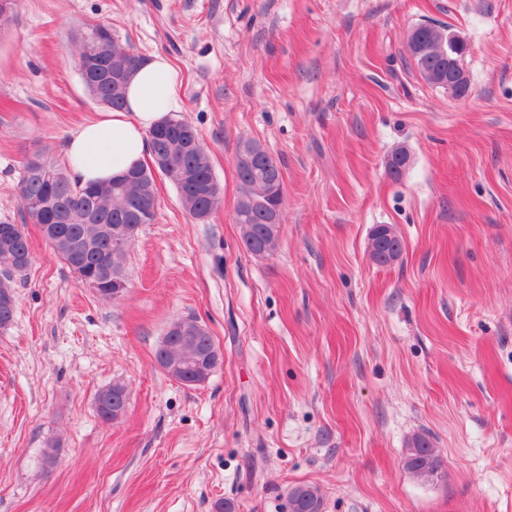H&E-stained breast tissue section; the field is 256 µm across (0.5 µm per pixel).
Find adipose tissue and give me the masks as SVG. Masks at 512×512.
<instances>
[{"label":"adipose tissue","mask_w":512,"mask_h":512,"mask_svg":"<svg viewBox=\"0 0 512 512\" xmlns=\"http://www.w3.org/2000/svg\"><path fill=\"white\" fill-rule=\"evenodd\" d=\"M181 88L179 71L166 56L146 61L128 84L126 106L96 113L68 141L65 161L72 178L82 185L116 178L148 156V133L178 110Z\"/></svg>","instance_id":"ef3b65f1"}]
</instances>
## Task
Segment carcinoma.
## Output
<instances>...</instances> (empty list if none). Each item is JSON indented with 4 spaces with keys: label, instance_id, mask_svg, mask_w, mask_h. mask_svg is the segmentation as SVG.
Here are the masks:
<instances>
[{
    "label": "carcinoma",
    "instance_id": "1",
    "mask_svg": "<svg viewBox=\"0 0 512 512\" xmlns=\"http://www.w3.org/2000/svg\"><path fill=\"white\" fill-rule=\"evenodd\" d=\"M443 25L428 23L418 35L419 44L427 51L410 50L420 77L441 89L448 86V58L464 65L466 50L438 51ZM96 36L112 43V55L100 56L86 70L80 71L84 86L97 102L107 108H120L125 103V88L113 87V73L124 71V81L143 65V59L112 35L104 25L92 26L79 33L78 54L84 55L87 38ZM150 138L151 157L169 159L170 167L161 171L176 187L184 209L196 220L208 218L221 203V189L214 176L209 154L196 129L187 121L167 116L155 126ZM136 173L147 187L145 196L151 208H157V186L153 168L142 162L133 164ZM236 173L240 197L236 209L240 239L252 255H262L274 249L280 225L272 222L283 213V175L279 164L259 144L246 140L239 144L236 154ZM18 198L28 216L39 230L53 253L71 267L84 285L97 284V293L104 299L114 298L115 289L127 281L124 260L138 238L143 225L151 223L156 213L145 217L139 197L130 194L116 181L81 186L68 172L41 154L29 157L18 184ZM87 215H102L105 223L126 228L124 244L98 234V224L88 223ZM383 234L377 245L376 264L386 266L396 261L403 243L389 225H382ZM34 260L28 234L13 232L8 239L0 235V265L10 261L17 271L14 278L0 280V328L11 324L16 313L14 288L16 281L27 274L26 260ZM216 351L208 332L202 331L186 341L166 332L156 357L167 374L184 383H202L197 360ZM125 387L114 384L98 403L101 418L107 422L120 418L125 407L122 394ZM404 468L415 477L428 472H442V460L431 442L424 436L413 438L403 458ZM323 499L319 489L308 484L294 486L288 492V512H322Z\"/></svg>",
    "mask_w": 512,
    "mask_h": 512
}]
</instances>
